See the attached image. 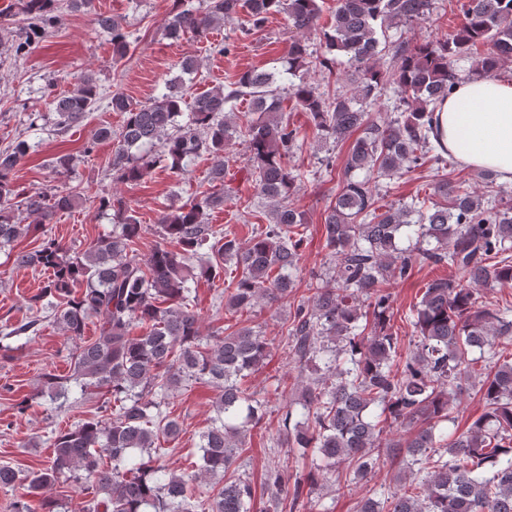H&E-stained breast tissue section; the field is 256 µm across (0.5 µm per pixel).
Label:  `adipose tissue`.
Returning a JSON list of instances; mask_svg holds the SVG:
<instances>
[{"mask_svg": "<svg viewBox=\"0 0 512 512\" xmlns=\"http://www.w3.org/2000/svg\"><path fill=\"white\" fill-rule=\"evenodd\" d=\"M470 111H461V103ZM439 126L449 151L470 167L491 169L512 182V82L502 79H466L440 108ZM480 137L482 147L459 151V144Z\"/></svg>", "mask_w": 512, "mask_h": 512, "instance_id": "obj_1", "label": "adipose tissue"}]
</instances>
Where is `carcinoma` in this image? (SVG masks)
<instances>
[{"instance_id": "carcinoma-1", "label": "carcinoma", "mask_w": 512, "mask_h": 512, "mask_svg": "<svg viewBox=\"0 0 512 512\" xmlns=\"http://www.w3.org/2000/svg\"><path fill=\"white\" fill-rule=\"evenodd\" d=\"M94 0H19L18 13L0 12V50L22 54L42 42L62 14L88 11ZM205 7L174 12L170 37L207 31L239 14L243 33L262 28L284 13L290 29L301 34L289 43L282 71L246 70L224 86L193 98L186 106L183 80L167 83L148 104L112 92L109 107L124 116L118 136L102 128L87 143L116 138L112 171L121 181H139L154 168L184 176L202 154L211 157V181H224L225 152L236 135L248 143L247 165L257 195L273 206L270 223L245 241L205 222L206 213L224 203V193L198 191L182 206L163 212L158 224L164 241L145 260L134 245L142 224L121 197L103 196L99 209L112 212L120 228L99 235L83 252H70L48 238L15 264L51 272L31 307L51 317L65 335L79 339L87 320L97 319L99 336L75 345L69 354L71 379L88 392L105 389L112 402L101 415L60 430L48 439L49 460L20 474L0 466V485L20 484L12 512H57L40 491L66 472L89 496L79 512H249L250 483L229 474L247 432L264 417V405L246 387L269 355L262 332L223 327L202 335L192 309L196 284L224 281V267L242 269L237 281L217 292L224 311L238 312L259 301L288 297L298 268L306 213L290 204L302 189L301 175L288 167L299 131L283 110L284 96L307 114L326 143L338 145L353 133L340 190L324 218L325 248L335 262L332 286L315 287L290 313L287 346L315 376L302 385L301 399L289 402L278 420L277 442L303 460L308 469L288 473L267 470L266 490L273 509L283 497L294 509L310 489L328 480L345 463L359 479L375 468L384 424L418 430L388 444L403 448L417 467L415 489L390 496L388 510L367 498L358 512H512V362L495 361L496 341L512 343V309L478 304L476 291L512 284V191L492 175L480 196L463 181L443 175L455 156L440 139L434 112L461 80L460 60L470 61L468 76L498 75L512 61V0H466L460 22L433 41L412 45L392 41L389 29L428 19L433 0H336L331 22L320 24L324 0H204ZM112 31L113 60L128 53V35L111 18L98 19ZM318 40L314 54L308 36ZM478 44L482 53L473 52ZM387 64L378 65L383 57ZM344 64L352 88L329 96L307 79L310 69L333 73ZM391 90L398 105L379 121L370 109L380 93ZM102 94L87 75L70 96L54 105V131L80 125ZM250 102L242 125L233 107ZM30 145L19 140L0 150V245L24 237L30 225L17 211L47 220L81 199L74 192L47 189L14 202L13 175ZM430 165L437 181L432 196L398 207L379 204L376 188ZM60 176L74 167V156L61 154L49 164ZM416 263L448 264L458 279L429 282L413 308L419 335L401 370L394 369L398 336L390 326L391 280L406 278ZM372 312L361 311L362 303ZM40 317L3 333V338L34 333ZM141 329L139 335L133 330ZM491 352V367L480 380L485 412L467 431L448 434L463 384L472 378V360ZM189 381L216 391L215 416L201 435L194 471L177 475L158 444L178 440L177 419L150 399ZM224 474V486L201 508L198 481Z\"/></svg>"}]
</instances>
